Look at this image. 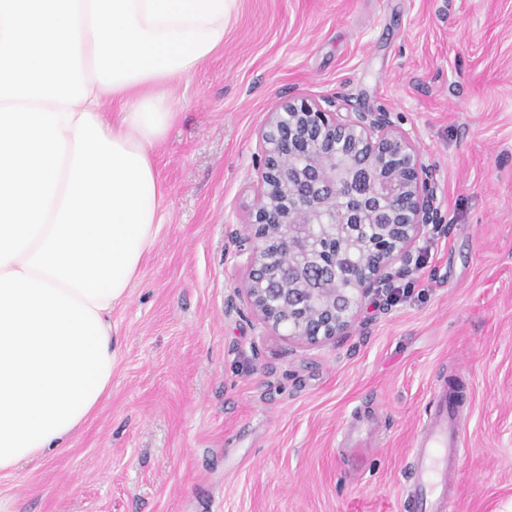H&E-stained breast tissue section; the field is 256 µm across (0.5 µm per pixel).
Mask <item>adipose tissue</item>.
Listing matches in <instances>:
<instances>
[{"label": "adipose tissue", "instance_id": "ef3b65f1", "mask_svg": "<svg viewBox=\"0 0 512 512\" xmlns=\"http://www.w3.org/2000/svg\"><path fill=\"white\" fill-rule=\"evenodd\" d=\"M235 3L0 0V476L112 393V313L160 224L168 89L223 47Z\"/></svg>", "mask_w": 512, "mask_h": 512}]
</instances>
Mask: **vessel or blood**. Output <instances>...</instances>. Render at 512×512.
<instances>
[{
  "instance_id": "1",
  "label": "vessel or blood",
  "mask_w": 512,
  "mask_h": 512,
  "mask_svg": "<svg viewBox=\"0 0 512 512\" xmlns=\"http://www.w3.org/2000/svg\"><path fill=\"white\" fill-rule=\"evenodd\" d=\"M434 409L424 422L408 458L407 512H457L456 498L448 478L465 459L462 433L465 429L455 395L435 389Z\"/></svg>"
}]
</instances>
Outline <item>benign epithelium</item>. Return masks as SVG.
<instances>
[{"instance_id": "obj_1", "label": "benign epithelium", "mask_w": 512, "mask_h": 512, "mask_svg": "<svg viewBox=\"0 0 512 512\" xmlns=\"http://www.w3.org/2000/svg\"><path fill=\"white\" fill-rule=\"evenodd\" d=\"M433 183L390 113L343 114L329 99L284 104L262 133L246 233L231 234L247 254L251 313L288 341L346 335L376 285L418 267V241L448 231ZM367 224L377 232L366 246Z\"/></svg>"}]
</instances>
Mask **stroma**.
<instances>
[{
  "mask_svg": "<svg viewBox=\"0 0 512 512\" xmlns=\"http://www.w3.org/2000/svg\"><path fill=\"white\" fill-rule=\"evenodd\" d=\"M387 112L434 171L447 233L408 295L319 346L237 292L261 135L291 99ZM161 225L116 309L112 395L67 448L0 478V512H404L412 442L464 380L458 512H512V0H237L173 83ZM376 429L363 452L343 438Z\"/></svg>",
  "mask_w": 512,
  "mask_h": 512,
  "instance_id": "stroma-1",
  "label": "stroma"
}]
</instances>
